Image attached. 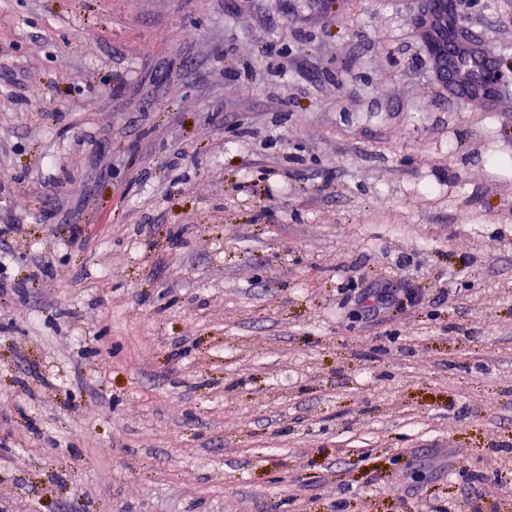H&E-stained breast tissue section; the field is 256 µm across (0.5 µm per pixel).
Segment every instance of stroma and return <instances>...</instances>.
Here are the masks:
<instances>
[{"instance_id": "obj_1", "label": "stroma", "mask_w": 512, "mask_h": 512, "mask_svg": "<svg viewBox=\"0 0 512 512\" xmlns=\"http://www.w3.org/2000/svg\"><path fill=\"white\" fill-rule=\"evenodd\" d=\"M427 2L0 0V512H512V78Z\"/></svg>"}]
</instances>
